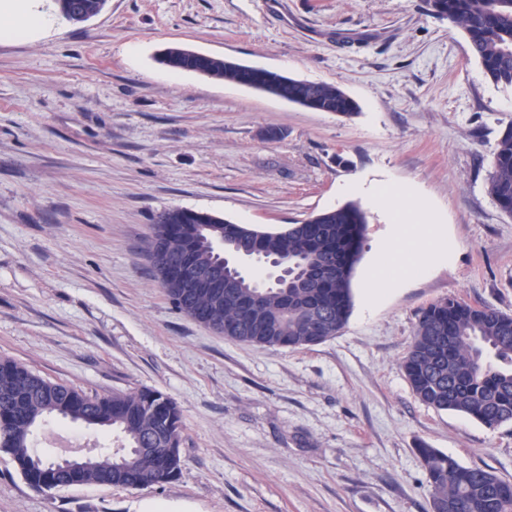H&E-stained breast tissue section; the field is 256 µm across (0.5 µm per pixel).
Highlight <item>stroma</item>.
<instances>
[{
	"label": "stroma",
	"mask_w": 512,
	"mask_h": 512,
	"mask_svg": "<svg viewBox=\"0 0 512 512\" xmlns=\"http://www.w3.org/2000/svg\"><path fill=\"white\" fill-rule=\"evenodd\" d=\"M175 45L336 85L359 113L168 79L156 55ZM510 124L512 88L429 0H109L81 25L0 35V358L91 397L158 390L184 422L179 476L141 489L39 490L0 452V512H432L423 443L512 481V423L428 407L401 369L432 302L512 316V216L488 192ZM360 180L416 185L454 242L373 307L392 226L342 193ZM350 201L368 218L353 309L314 346L225 339L147 257L169 209L275 229Z\"/></svg>",
	"instance_id": "obj_1"
}]
</instances>
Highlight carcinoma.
I'll use <instances>...</instances> for the list:
<instances>
[{
	"label": "carcinoma",
	"instance_id": "cac0c4a2",
	"mask_svg": "<svg viewBox=\"0 0 512 512\" xmlns=\"http://www.w3.org/2000/svg\"><path fill=\"white\" fill-rule=\"evenodd\" d=\"M439 15L467 36L473 55L495 83L512 87V0H433ZM167 67L191 71L199 63L210 77L238 82L241 64L220 57L204 60L172 52L162 57ZM284 82L270 94L301 106L351 117L358 106L339 87L277 74ZM489 193L500 209L512 216V124L497 139L492 152ZM366 213L350 202L316 214L300 224L262 230L209 214L196 219L184 209L161 213L156 221L149 259L175 308L224 337L258 346L291 349L319 344L347 322L352 310L351 278L361 258L367 229ZM228 248L246 243L265 257H280L294 264L290 278L303 269L321 270L317 280L303 288L262 285L243 278L240 287L213 309L214 297L200 289L184 288L167 278L168 263L187 259L224 273V255L212 242ZM249 299L271 325L261 329L241 315L240 302ZM314 306L321 320L309 319L302 308ZM493 353L496 363L484 362ZM401 368L413 393L440 411L470 416L489 428L512 422V316L495 309L473 307L444 298L421 310L412 345ZM110 430L123 438L112 455L78 474L59 472L60 485L95 484L107 479L123 485L135 478L155 481V449L177 448L183 429L177 403L157 390L90 397L63 383L51 382L25 365L0 359V452L33 487L40 488L46 474L32 465L34 431L48 417ZM418 454L432 487V501L453 504L454 512H512V500L502 495L507 484L496 473L479 466H463L455 459L423 444Z\"/></svg>",
	"mask_w": 512,
	"mask_h": 512
}]
</instances>
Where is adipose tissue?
<instances>
[{
    "label": "adipose tissue",
    "mask_w": 512,
    "mask_h": 512,
    "mask_svg": "<svg viewBox=\"0 0 512 512\" xmlns=\"http://www.w3.org/2000/svg\"><path fill=\"white\" fill-rule=\"evenodd\" d=\"M346 190L364 194L374 206L388 211L397 225L368 273L371 299H378L382 289L404 283L451 258L452 245L442 233L439 216L423 207H406V199L415 194L410 186L356 182Z\"/></svg>",
    "instance_id": "ef3b65f1"
}]
</instances>
